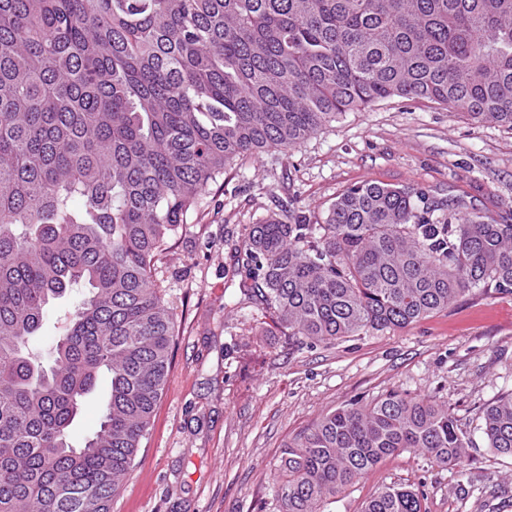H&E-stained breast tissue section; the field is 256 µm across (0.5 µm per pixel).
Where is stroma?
<instances>
[{
    "mask_svg": "<svg viewBox=\"0 0 512 512\" xmlns=\"http://www.w3.org/2000/svg\"><path fill=\"white\" fill-rule=\"evenodd\" d=\"M366 181L421 187L501 219L512 214V131L393 97L209 182L156 265L177 334L165 392L112 512H277L273 477L285 446L327 412L390 391L447 404L470 436L480 490L462 494L454 470L406 451L326 512H362L388 485L423 487L425 512H490L488 491L512 496V458L492 453L478 428L480 409L512 392V293L476 289L406 328L302 348L262 307L240 302L238 250L251 225L280 209L324 220L339 194ZM109 390L101 372L74 445L97 431Z\"/></svg>",
    "mask_w": 512,
    "mask_h": 512,
    "instance_id": "1",
    "label": "stroma"
}]
</instances>
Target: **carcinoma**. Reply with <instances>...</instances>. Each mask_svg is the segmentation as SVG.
<instances>
[{
  "mask_svg": "<svg viewBox=\"0 0 512 512\" xmlns=\"http://www.w3.org/2000/svg\"><path fill=\"white\" fill-rule=\"evenodd\" d=\"M391 97L512 129V0H0V512H110L170 365L153 267L203 188ZM239 258L245 299L297 347L405 328L475 288L512 293V223L376 181L321 223L269 214ZM78 286L45 362L32 339ZM104 370L99 429L77 448ZM479 429L512 457V393ZM470 444L434 399L354 400L284 449L280 512H324L411 450L472 488ZM423 500L389 485L363 512ZM110 390V374L100 373L95 392L87 399L83 412L75 421L71 436L75 446H81L85 439L92 436L99 427L100 403L105 400Z\"/></svg>",
  "mask_w": 512,
  "mask_h": 512,
  "instance_id": "obj_1",
  "label": "carcinoma"
}]
</instances>
